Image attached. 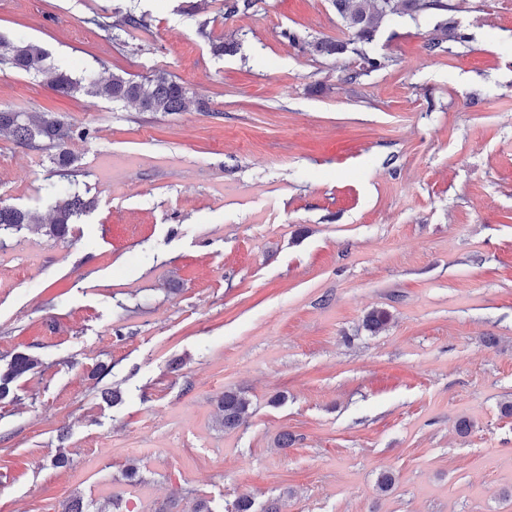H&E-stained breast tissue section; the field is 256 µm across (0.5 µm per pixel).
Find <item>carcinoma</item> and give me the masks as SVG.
Listing matches in <instances>:
<instances>
[{
  "instance_id": "cac0c4a2",
  "label": "carcinoma",
  "mask_w": 512,
  "mask_h": 512,
  "mask_svg": "<svg viewBox=\"0 0 512 512\" xmlns=\"http://www.w3.org/2000/svg\"><path fill=\"white\" fill-rule=\"evenodd\" d=\"M340 16L347 40L318 39L311 48L318 55L334 56L343 53L350 44L359 45L357 54L363 68L376 70L384 62L371 56L364 46L385 18L404 9L410 14L432 11H447L448 0H332ZM255 6V0H224V18L245 13ZM91 22L105 29H118L126 34L147 29L144 16L131 7L112 22ZM47 51L38 43L18 34L12 40L0 36V66H8L28 74H50V84L58 92L74 94L83 92L112 103H132L141 112H184L192 103V97L183 83L169 73L158 70L150 76L136 79L122 74H112L107 79L78 77L69 69L48 68ZM0 135L11 137L17 144L29 148L53 149L49 172L43 190L50 201L52 218L45 224L34 212L9 205H0V236L25 226L34 225L45 235L55 239H66L70 225L91 208V201L84 198L70 181L56 180L54 176L69 170L72 164L68 142L74 137L88 138L86 131H76L63 120L49 114H30L12 109H0ZM40 366V360L29 353H17L10 360L7 372L0 374V400L11 392V383ZM221 423L224 429L232 430L247 422L251 415L250 402L240 391L228 390L218 399Z\"/></svg>"
}]
</instances>
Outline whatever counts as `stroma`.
I'll list each match as a JSON object with an SVG mask.
<instances>
[{"mask_svg": "<svg viewBox=\"0 0 512 512\" xmlns=\"http://www.w3.org/2000/svg\"><path fill=\"white\" fill-rule=\"evenodd\" d=\"M132 2L145 31L88 22ZM450 2L383 22L386 66L350 80L353 51L287 38L342 37L331 0H0V34L51 65L163 70L208 105L0 67V107L89 130L69 148L94 200L68 241L0 242V372L41 360L0 401V512H512V0ZM443 23L465 39L428 53ZM222 38L238 49L213 56ZM50 168L0 136V202L50 219ZM227 390L251 402L231 432Z\"/></svg>", "mask_w": 512, "mask_h": 512, "instance_id": "obj_1", "label": "stroma"}]
</instances>
